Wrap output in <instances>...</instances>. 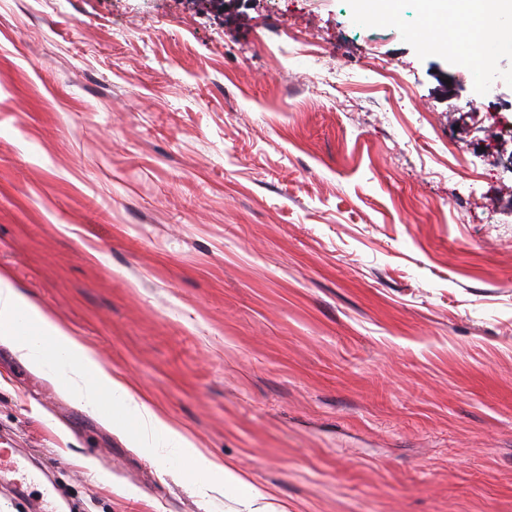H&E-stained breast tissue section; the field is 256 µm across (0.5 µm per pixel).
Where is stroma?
<instances>
[{"label": "stroma", "instance_id": "stroma-1", "mask_svg": "<svg viewBox=\"0 0 512 512\" xmlns=\"http://www.w3.org/2000/svg\"><path fill=\"white\" fill-rule=\"evenodd\" d=\"M424 11L0 0V270L277 512H512V89ZM0 448L73 512L237 507L3 344Z\"/></svg>", "mask_w": 512, "mask_h": 512}]
</instances>
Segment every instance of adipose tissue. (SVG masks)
<instances>
[{
  "mask_svg": "<svg viewBox=\"0 0 512 512\" xmlns=\"http://www.w3.org/2000/svg\"><path fill=\"white\" fill-rule=\"evenodd\" d=\"M0 341L29 365L53 366L55 380L83 409L99 414L107 404L116 403L119 419L135 423L141 444L152 457L178 454L189 458L196 469L220 471L218 462L205 457L141 395L112 375L72 331L40 305L25 300L5 271L0 272Z\"/></svg>",
  "mask_w": 512,
  "mask_h": 512,
  "instance_id": "adipose-tissue-1",
  "label": "adipose tissue"
}]
</instances>
